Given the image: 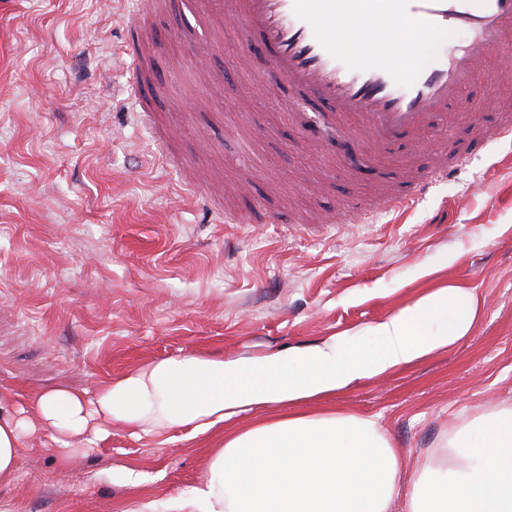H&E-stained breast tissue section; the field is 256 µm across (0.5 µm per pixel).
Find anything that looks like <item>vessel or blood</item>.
<instances>
[{
	"label": "vessel or blood",
	"instance_id": "obj_1",
	"mask_svg": "<svg viewBox=\"0 0 512 512\" xmlns=\"http://www.w3.org/2000/svg\"><path fill=\"white\" fill-rule=\"evenodd\" d=\"M227 4L242 39L258 35L268 44L269 80H285L298 93L325 104L321 127L335 128L337 118L348 114L361 119L362 134L346 138L345 162L351 168L359 165L362 139L391 143L408 134L421 141L429 115L447 111L489 57H497L500 64L497 89L512 87V40L507 37L512 30V0H315L310 6L305 0H227ZM342 7L365 18L384 15L396 25L414 23L425 36L453 29L461 40L417 70H404L389 58L372 63L360 51L337 50L331 28ZM123 55L136 80H143L152 58L149 47L133 39ZM480 110L477 104L468 108L475 118V143L512 140V121L487 131L476 121ZM464 159L455 144H445L433 168L419 176L407 194L384 196L383 208L407 209L446 179L451 165Z\"/></svg>",
	"mask_w": 512,
	"mask_h": 512
}]
</instances>
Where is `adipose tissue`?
<instances>
[{
	"mask_svg": "<svg viewBox=\"0 0 512 512\" xmlns=\"http://www.w3.org/2000/svg\"><path fill=\"white\" fill-rule=\"evenodd\" d=\"M334 36L342 52L377 41L405 69L422 41L414 25L383 16L340 17ZM482 305L476 289L435 284L373 324L367 342L345 332L261 357L190 353L145 363L90 393L0 384V485L14 481L22 449L38 438L53 443L60 465L75 468L116 424L135 436L180 431L194 440L249 409L333 397L453 346L473 332ZM401 496L406 512H512V407L476 416L409 469L366 417L328 411L264 421L214 445L203 484L143 509L390 512Z\"/></svg>",
	"mask_w": 512,
	"mask_h": 512,
	"instance_id": "adipose-tissue-1",
	"label": "adipose tissue"
}]
</instances>
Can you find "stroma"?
<instances>
[{
  "label": "stroma",
  "mask_w": 512,
  "mask_h": 512,
  "mask_svg": "<svg viewBox=\"0 0 512 512\" xmlns=\"http://www.w3.org/2000/svg\"><path fill=\"white\" fill-rule=\"evenodd\" d=\"M140 5L0 0V383L89 389L148 359L255 357L364 331L411 303L432 267L481 293L472 334L334 407L375 421L409 468L475 415L511 406L512 148L475 149L455 102L430 115L424 146L366 144L381 163L351 174L337 142L296 129V96L268 83L263 41L242 44L216 0H165L152 16L145 121L118 54ZM497 69L487 62L463 93L489 130L506 118ZM448 135L465 165L406 212L354 221L380 189L405 190ZM258 199L266 219L231 223ZM327 214L335 223H319ZM209 454L116 426L109 445L63 469L36 444L0 503L137 512L142 498L201 484ZM129 465L149 476L143 489L116 481Z\"/></svg>",
  "instance_id": "35a3bbf8"
}]
</instances>
